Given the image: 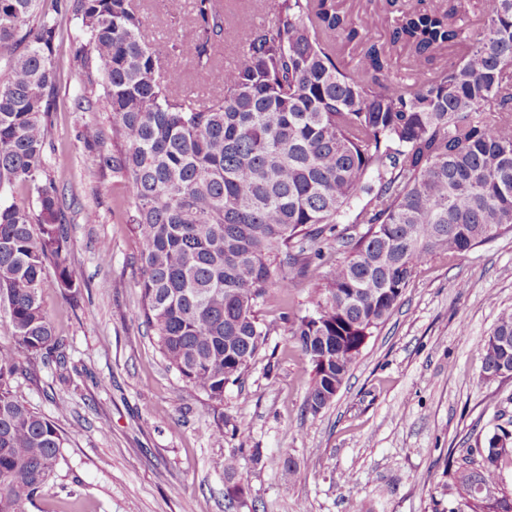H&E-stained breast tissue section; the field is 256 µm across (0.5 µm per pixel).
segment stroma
<instances>
[{"instance_id":"1","label":"stroma","mask_w":512,"mask_h":512,"mask_svg":"<svg viewBox=\"0 0 512 512\" xmlns=\"http://www.w3.org/2000/svg\"><path fill=\"white\" fill-rule=\"evenodd\" d=\"M274 0H226L220 65L234 62L243 38L238 18L268 23ZM142 39L164 66L184 75L185 94L217 91V75L169 47L188 34V15L167 0H137ZM63 19L56 64L57 110L47 162L66 199L68 263L81 286L70 300L54 271L40 285L43 306L67 362L33 360L15 389L66 437L67 462L27 512H224V473L215 463L231 448H258L243 461L240 512H451L454 478L467 449L512 420V378L480 377L481 344L500 311L512 308V232L456 261L418 267L388 320L363 347L335 401L305 409L312 367L288 336L285 317L312 311L333 262L347 250L330 241L327 264L297 278L288 295L258 308L270 334L239 384L224 392L231 421L215 433L213 409L168 369L140 315L138 239L126 217L122 182L84 180L96 156L80 138L105 112H80L84 84L72 51L85 42ZM94 222H85V212ZM112 245L110 261L97 255ZM469 284L458 292L455 281Z\"/></svg>"}]
</instances>
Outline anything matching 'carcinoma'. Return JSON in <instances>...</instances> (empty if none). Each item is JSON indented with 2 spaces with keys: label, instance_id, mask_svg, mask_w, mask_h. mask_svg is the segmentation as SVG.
Here are the masks:
<instances>
[{
  "label": "carcinoma",
  "instance_id": "cac0c4a2",
  "mask_svg": "<svg viewBox=\"0 0 512 512\" xmlns=\"http://www.w3.org/2000/svg\"><path fill=\"white\" fill-rule=\"evenodd\" d=\"M39 0H0V195L17 184L36 209L0 201V307L11 340L0 344V512H25L63 459L58 427L13 390L24 360L65 361L63 342L39 295L47 265L64 291L79 294L67 263L64 199L48 173L50 112L58 73L57 20ZM479 9L481 24L470 30ZM89 34L73 60L100 85L110 132L96 122L83 139L110 143L85 179L125 183L139 243L140 312L160 353L182 381L206 394L224 433V390L266 343L256 307L290 272L324 261L340 224L349 255L331 270L313 311L288 320L312 366L308 409L336 398L369 337L400 302L417 267L460 257L512 232V0H453L445 11L412 6L389 45L366 43L381 15L362 18L336 0H275L272 20L244 24L239 63L222 69L221 92L194 100L180 71H161L141 38L135 0H55ZM191 36L173 44L202 70L215 67L225 33L221 0H193ZM360 48L350 70L339 47ZM462 45L451 66L439 52ZM409 52L411 73L392 70ZM512 372V310L483 343L481 378ZM512 432L498 427L478 449V471L456 470L464 512H512V496L490 502L512 458ZM243 449L216 462L226 512L245 492Z\"/></svg>",
  "mask_w": 512,
  "mask_h": 512
}]
</instances>
